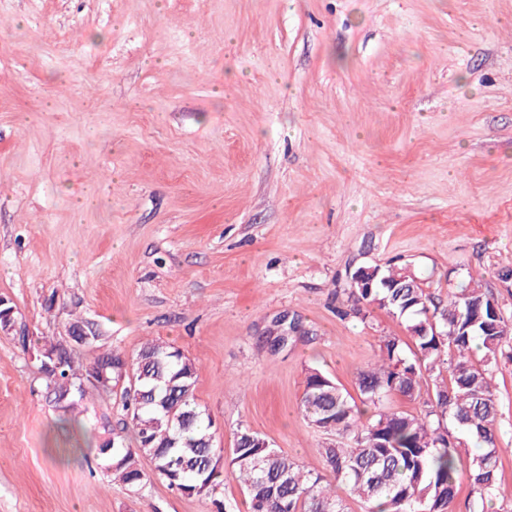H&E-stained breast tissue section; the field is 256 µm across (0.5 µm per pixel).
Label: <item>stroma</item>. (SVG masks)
Instances as JSON below:
<instances>
[{"mask_svg":"<svg viewBox=\"0 0 512 512\" xmlns=\"http://www.w3.org/2000/svg\"><path fill=\"white\" fill-rule=\"evenodd\" d=\"M375 264L512 316V0H0V297L30 336L0 333V512H250L230 478L220 511L108 481L119 395L66 410L39 372L37 337L78 317L99 339L76 366L172 344L216 446L246 427L323 470L307 370L356 393L407 335L352 309ZM493 376L484 512H512V339Z\"/></svg>","mask_w":512,"mask_h":512,"instance_id":"35a3bbf8","label":"stroma"}]
</instances>
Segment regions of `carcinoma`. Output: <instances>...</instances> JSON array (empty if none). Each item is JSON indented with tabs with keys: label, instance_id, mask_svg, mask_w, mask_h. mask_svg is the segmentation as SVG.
I'll return each mask as SVG.
<instances>
[{
	"label": "carcinoma",
	"instance_id": "cac0c4a2",
	"mask_svg": "<svg viewBox=\"0 0 512 512\" xmlns=\"http://www.w3.org/2000/svg\"><path fill=\"white\" fill-rule=\"evenodd\" d=\"M371 288L352 283L349 297L356 310L375 306L405 323L414 343L407 356L398 337L384 340L380 358L361 369L358 390L363 401L378 406L397 391L421 395L427 377L448 365L450 382L438 386L425 414L378 410L364 417L356 403L322 371L311 368L304 380L300 409L309 426L340 437L336 446L320 449L334 483L300 465L247 428L237 432L229 462L215 446L212 418L195 398L196 363L180 349L159 341L142 344L128 356L117 349L97 355L93 364L107 369L110 387L69 381V362L45 374L51 394H68L67 407L86 399L89 390L120 389L128 421L125 435L103 442L99 455L111 481L141 490L153 480L187 496L216 498L228 476L247 492L251 512H345L340 490L368 504V512H451L462 470L475 494L473 512L497 487V404L492 368L502 340L512 336V319H495L497 303L478 285L448 293L442 308L425 288H387L402 269L377 266ZM439 335H434V332ZM451 420L482 446L465 462L450 446L444 420ZM151 460L145 470L141 458Z\"/></svg>",
	"mask_w": 512,
	"mask_h": 512
}]
</instances>
